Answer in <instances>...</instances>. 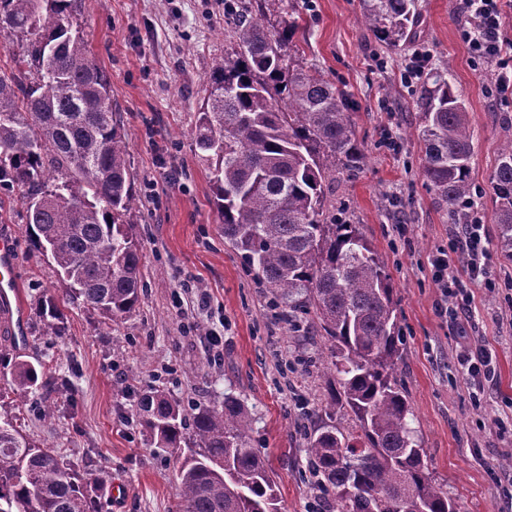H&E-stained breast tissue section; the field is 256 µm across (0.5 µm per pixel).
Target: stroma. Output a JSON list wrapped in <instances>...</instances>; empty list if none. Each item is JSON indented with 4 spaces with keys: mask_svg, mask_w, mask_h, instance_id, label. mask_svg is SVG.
<instances>
[{
    "mask_svg": "<svg viewBox=\"0 0 512 512\" xmlns=\"http://www.w3.org/2000/svg\"><path fill=\"white\" fill-rule=\"evenodd\" d=\"M225 0H83L89 48L108 73L112 104L127 135L128 172L137 207L143 264L136 310L104 322L82 304L64 305L65 333L45 332L38 302L61 295L50 259L30 246L21 190L0 193V236L16 248L23 330L0 326V413L78 465L105 476L99 512H176V455L158 457L137 422L151 390L186 411L236 396L252 418L251 444L275 473L282 512H328L309 473L311 434L326 424L350 427L351 414L326 412V341L314 317L288 326L267 288L224 241L210 203V171L192 131L214 57L237 45L224 22ZM420 18L401 50L382 46L362 19V0H285L266 14L290 29L284 60L322 70L347 95L366 165L336 184V215L359 225L383 258L397 294L402 360L397 380L412 408L410 425L436 483L457 512H512V262L497 247L498 226L484 225L494 290L475 289L470 315L441 310L429 259L447 248L456 226L421 173L417 126L421 88L400 82L415 47L431 49L432 67L450 66L469 113L474 199L490 212V179L512 137V97L499 96L494 72L472 60L459 38V0H419ZM395 145H386L385 134ZM25 344H18V336ZM219 336L215 347L210 337ZM495 374L481 405L465 369L478 349ZM53 366L71 396L52 419L18 407L11 388L15 356Z\"/></svg>",
    "mask_w": 512,
    "mask_h": 512,
    "instance_id": "stroma-1",
    "label": "stroma"
}]
</instances>
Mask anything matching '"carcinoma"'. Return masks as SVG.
<instances>
[{"instance_id": "cac0c4a2", "label": "carcinoma", "mask_w": 512, "mask_h": 512, "mask_svg": "<svg viewBox=\"0 0 512 512\" xmlns=\"http://www.w3.org/2000/svg\"><path fill=\"white\" fill-rule=\"evenodd\" d=\"M81 0H0V27L25 43L0 74V188L26 192V232L58 268L65 296L108 321L139 302L142 253L127 215L135 204L126 134L106 71L91 55ZM364 19L389 49L408 38L419 0H364ZM247 3L227 9L234 56L214 59L195 131L208 163L224 240L275 295L291 323L314 313L333 383L325 408L357 431H316L308 453L330 512H456L435 483L397 381L402 336L387 266L355 224L336 219V175L366 159L345 94L316 68L283 78L280 36ZM420 112L422 174L456 215L472 197L468 113L443 67ZM498 246L512 261V138L491 178ZM44 328L65 333L61 299L39 301ZM47 376L15 358L12 393L26 403ZM139 422L158 454L182 448L178 512H281L276 480L253 448L251 420L224 397L187 415L161 391L141 396ZM104 479L90 480L56 451L0 418V512H99Z\"/></svg>"}]
</instances>
